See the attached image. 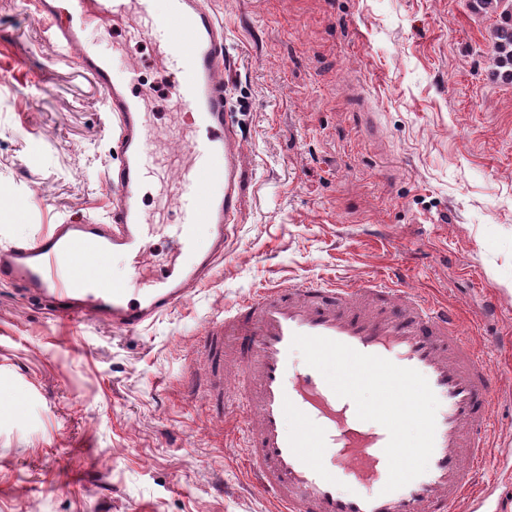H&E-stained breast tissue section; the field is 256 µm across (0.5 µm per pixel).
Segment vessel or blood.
Returning <instances> with one entry per match:
<instances>
[{
	"label": "vessel or blood",
	"mask_w": 512,
	"mask_h": 512,
	"mask_svg": "<svg viewBox=\"0 0 512 512\" xmlns=\"http://www.w3.org/2000/svg\"><path fill=\"white\" fill-rule=\"evenodd\" d=\"M49 40L77 57L112 112L118 163L106 171L104 223L56 225L31 240L0 243V282L18 285L55 317H94L121 333L143 331L187 301L223 259L241 218V146L227 121L224 78L235 64L208 0H34ZM135 17L172 77L184 151L172 190L168 274L147 271V241L160 229L144 197L163 132L138 68L115 79L109 56L84 45L88 23ZM130 261L137 286L113 277ZM209 342L238 368L224 389L251 479L280 512H456L487 456L495 397L482 356L456 313L372 279L355 287L293 281L225 306ZM307 362L291 366L296 348ZM377 400L364 409L358 393ZM438 403L423 413L410 402ZM416 434L406 438V425ZM352 485L341 493V485Z\"/></svg>",
	"instance_id": "obj_1"
}]
</instances>
